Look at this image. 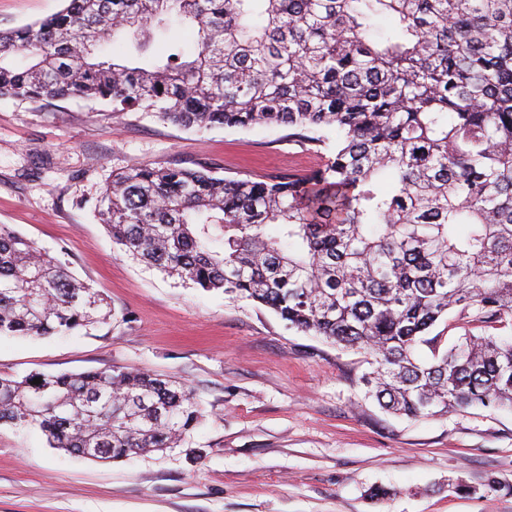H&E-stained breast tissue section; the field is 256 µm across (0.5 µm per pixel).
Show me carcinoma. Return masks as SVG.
Wrapping results in <instances>:
<instances>
[{
	"label": "carcinoma",
	"mask_w": 512,
	"mask_h": 512,
	"mask_svg": "<svg viewBox=\"0 0 512 512\" xmlns=\"http://www.w3.org/2000/svg\"><path fill=\"white\" fill-rule=\"evenodd\" d=\"M64 2L0 28V98L286 126L330 151L303 176L114 172L96 205L113 243L363 354L366 396L394 414L512 408V336H448L512 322V0ZM110 313L0 224V335ZM204 417L189 385L141 369L0 376L1 425L94 460L180 448Z\"/></svg>",
	"instance_id": "carcinoma-1"
}]
</instances>
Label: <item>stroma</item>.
Wrapping results in <instances>:
<instances>
[{"label":"stroma","instance_id":"stroma-1","mask_svg":"<svg viewBox=\"0 0 512 512\" xmlns=\"http://www.w3.org/2000/svg\"><path fill=\"white\" fill-rule=\"evenodd\" d=\"M63 0H0V27ZM319 161L286 127L185 128L90 100L0 98V224L108 297L105 323L0 335V375L140 368L186 381L208 412L184 447L100 462L0 426V512H512V410L409 420L366 398L363 354L270 309L138 263L95 216L112 171L302 174ZM374 487L393 489L385 503Z\"/></svg>","mask_w":512,"mask_h":512}]
</instances>
